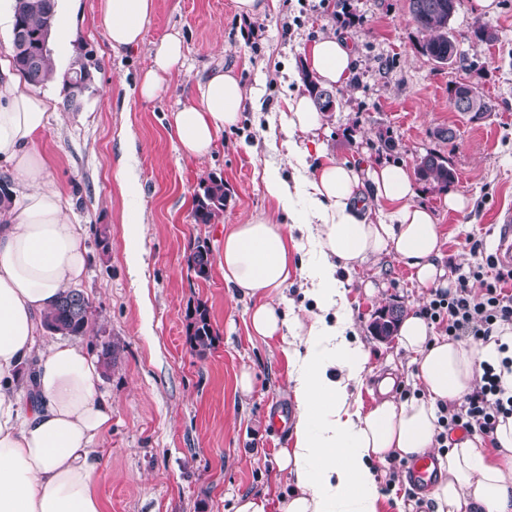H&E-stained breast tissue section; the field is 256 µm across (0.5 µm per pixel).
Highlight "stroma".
<instances>
[{
	"label": "stroma",
	"mask_w": 512,
	"mask_h": 512,
	"mask_svg": "<svg viewBox=\"0 0 512 512\" xmlns=\"http://www.w3.org/2000/svg\"><path fill=\"white\" fill-rule=\"evenodd\" d=\"M103 0H57V20H72L74 38L50 41L59 72H67L81 46L102 64L79 108H66L61 80L38 86L49 104L42 150L54 157L53 177L64 186L72 223L82 225L89 262L77 288L88 296L91 315L81 336L89 356L101 343L116 350L114 364L100 368L97 390L112 401V428L100 445L97 491L106 512H235L239 495L267 499L277 512L293 483L279 471V449L292 447L293 428H274L275 407L293 411L288 387V345L263 340L247 328V301L226 286L218 265L224 235L233 225L273 212L263 191L267 166L284 178L312 175L317 158L289 161L284 134H272V119L285 110L282 76L302 86L304 50L336 31L351 42L356 60L347 86L337 88L336 107L319 138L327 154L357 166L380 162L416 169L426 155L445 160L454 172L448 187L416 181L415 200L434 212L443 235L448 268L468 271L478 256L494 251L500 216L512 212V0H494V13L479 12L475 0H457L449 34L460 58L438 63L424 55L425 35L413 22L408 0H278L276 9L238 18L234 0H155L142 44L119 52L99 24ZM491 28V42L474 39L477 25ZM183 38L186 61L157 99L145 103L130 91L151 64V48L163 35ZM224 65L246 89L261 93V109L244 107L236 127L202 159L185 158L169 130L171 114L187 104L205 70ZM466 82L490 101L481 118L456 112L448 89ZM135 142L139 188L122 196L116 175L128 142ZM222 178L224 210L212 223H196L193 199L204 180ZM468 200L449 210L447 195ZM143 211L144 265L132 275L125 262L122 218ZM210 250L207 277L187 266L189 249ZM379 283L367 294L365 281ZM336 315L351 320L371 349L370 369L353 394L363 408L377 396L375 374L394 365L401 376L397 398L419 396L410 356L397 336H376L381 311L424 307L431 291L417 287L394 256H382L346 286ZM205 305L215 341L193 349L188 315ZM253 389L235 388L242 369Z\"/></svg>",
	"instance_id": "1"
}]
</instances>
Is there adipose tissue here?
<instances>
[{
	"label": "adipose tissue",
	"mask_w": 512,
	"mask_h": 512,
	"mask_svg": "<svg viewBox=\"0 0 512 512\" xmlns=\"http://www.w3.org/2000/svg\"><path fill=\"white\" fill-rule=\"evenodd\" d=\"M153 11L154 0H104L99 21L113 50L139 45ZM304 61L323 85L343 87L354 55L345 39L330 34L311 45ZM184 65L179 34L164 35L134 95L154 100ZM245 98L239 78L223 67L198 79L192 103L172 114L182 154H211L237 124ZM47 122L44 98L21 87L0 63V161L10 165L20 197L0 211V512H104L96 445L112 426V404L98 393L97 365L80 343L38 339L40 317L82 277L88 261L83 230L71 223L64 189L52 177L53 161L39 150ZM280 126L289 156L313 153L321 163L299 189L269 168L263 187L274 214L234 225L219 261L225 283L252 301L251 332L288 341L295 442L279 449L277 464L294 487L278 509L381 512L380 467L394 457L435 451L440 405L471 393L482 363L512 357V324L469 346L438 335L423 316L407 314L398 342L412 356L422 395L397 400L396 378L389 374L378 383L374 405L355 408L349 387L365 372L370 352L351 339L352 321L329 316L345 301L343 276L390 254L419 287H449L442 234L433 212L415 203L406 165L361 170L328 157L318 138L324 116L308 95L288 98ZM300 192L306 198L300 228L316 242L318 256L299 267L286 219ZM296 276L316 307L305 317L285 295ZM35 355L36 399L28 403L16 371ZM495 440L492 456L473 439L448 440L447 451L438 453L442 478L429 493L433 512H512V418L499 422Z\"/></svg>",
	"instance_id": "ef3b65f1"
}]
</instances>
